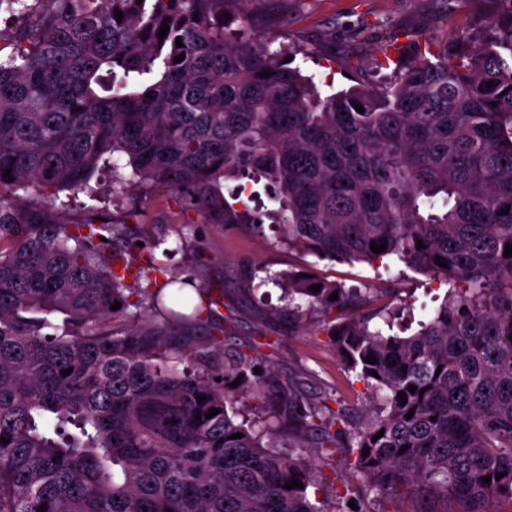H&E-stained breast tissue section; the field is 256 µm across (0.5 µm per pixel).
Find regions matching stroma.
<instances>
[{
  "mask_svg": "<svg viewBox=\"0 0 512 512\" xmlns=\"http://www.w3.org/2000/svg\"><path fill=\"white\" fill-rule=\"evenodd\" d=\"M484 10L481 0H460L446 11L442 0H251L248 26L270 45L292 51L303 74L312 76L321 95L359 82L389 81L396 68L414 56L409 45L416 32L428 30L446 39L461 29L478 28ZM382 35L395 37L403 56L378 66ZM73 218L96 219L122 225L137 266L151 268L161 247L172 248V265L205 288L224 287L233 316L231 346L246 348L254 336L266 334L275 349L259 370L266 389V412L274 416L271 443L277 450L312 457L322 476L320 499L333 501V479L344 467L342 455L314 456V439L303 432L293 415L284 413L281 388L296 391L302 400L323 393L332 404L358 411L369 393L354 373L348 372L330 344L319 310L297 319L288 317L279 287L267 285L247 291L249 275L306 272L344 288H374L378 299L353 307L356 315L412 309L415 320H427L440 306L448 287L432 276L407 268L396 257L374 263L321 260L278 242L270 226L220 227L199 223L197 212H184L178 196L158 189L148 195L89 197L86 192L58 194Z\"/></svg>",
  "mask_w": 512,
  "mask_h": 512,
  "instance_id": "1",
  "label": "stroma"
}]
</instances>
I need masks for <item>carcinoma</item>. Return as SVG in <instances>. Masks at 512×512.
Listing matches in <instances>:
<instances>
[{
    "label": "carcinoma",
    "instance_id": "cac0c4a2",
    "mask_svg": "<svg viewBox=\"0 0 512 512\" xmlns=\"http://www.w3.org/2000/svg\"><path fill=\"white\" fill-rule=\"evenodd\" d=\"M250 2L0 0L16 16L0 33V512H328L313 464L264 443L272 426L237 421L265 404L260 346L179 368L224 347L180 340V326L223 302L186 291L192 280L165 263L155 271L168 295L149 280L128 301L135 265L113 225L55 205L62 189L94 192L103 163L114 196L166 188L204 224L269 221L320 259L393 255L446 282L435 315L399 336L392 317L372 331L332 315L372 295L288 275V315H303L298 295L323 312L372 405L354 422L324 397L300 407L286 389L281 403L318 453L344 452L334 512H354L348 475L375 512L396 494L461 500L466 512L512 504V209L501 213L512 206V0H490L493 40L461 30L450 50L422 30L393 80L324 98L284 62L290 52L230 28L226 16ZM249 181L277 207L255 205ZM145 305L164 320L116 324ZM53 313L59 334L45 332ZM294 479L303 487L285 488Z\"/></svg>",
    "mask_w": 512,
    "mask_h": 512
}]
</instances>
